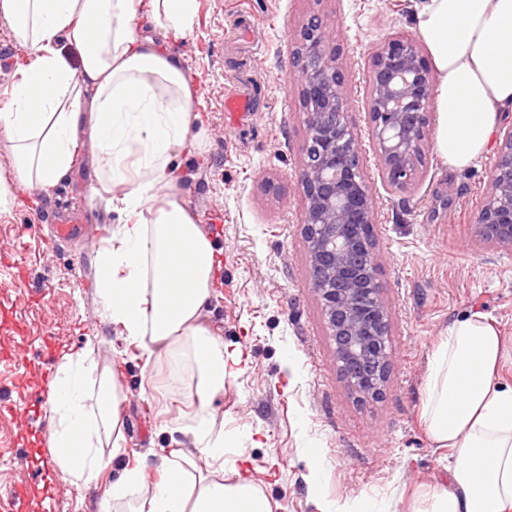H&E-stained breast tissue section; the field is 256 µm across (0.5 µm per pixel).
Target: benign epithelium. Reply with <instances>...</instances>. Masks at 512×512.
I'll list each match as a JSON object with an SVG mask.
<instances>
[{"label":"benign epithelium","mask_w":512,"mask_h":512,"mask_svg":"<svg viewBox=\"0 0 512 512\" xmlns=\"http://www.w3.org/2000/svg\"><path fill=\"white\" fill-rule=\"evenodd\" d=\"M330 30L312 15L301 30L297 80L306 115L302 238L311 288L335 345L338 369L358 400L384 391L394 362L390 321L377 280L374 199L362 169V141L347 122L349 103ZM369 137L382 177L412 188L427 147L436 82L420 45L397 36L377 48L368 74ZM482 243L512 250V128L499 141L486 200L472 220Z\"/></svg>","instance_id":"7a95c632"}]
</instances>
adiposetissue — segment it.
Wrapping results in <instances>:
<instances>
[{
    "label": "adipose tissue",
    "mask_w": 512,
    "mask_h": 512,
    "mask_svg": "<svg viewBox=\"0 0 512 512\" xmlns=\"http://www.w3.org/2000/svg\"><path fill=\"white\" fill-rule=\"evenodd\" d=\"M140 2L0 0V22L21 50L0 107L14 174L10 183L0 178V212L14 199V183L52 187L70 170L80 138L97 148L98 177L113 190L105 208L126 216L95 255L103 314L134 359L189 361L198 407L185 431L193 447L164 449L155 467L128 452L122 394L89 340L61 363L50 389L51 452L76 484L98 481L112 458L123 460L103 512L122 501L127 512H273L236 464L242 448L209 411L233 357L201 320L216 252L173 165L196 145L198 85L181 57L153 38L184 40L197 2L148 0L144 12ZM416 16L437 76L435 146L449 167L469 168L488 152L500 114L512 112V0H418ZM67 45L77 49L79 67L64 55ZM504 354L495 321L479 311L449 324L433 351L423 418L435 446L448 451V483L423 495L414 512H512V385L497 376ZM105 434L108 458L100 450Z\"/></svg>",
    "instance_id": "1"
}]
</instances>
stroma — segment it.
I'll return each instance as SVG.
<instances>
[{"label": "stroma", "mask_w": 512, "mask_h": 512, "mask_svg": "<svg viewBox=\"0 0 512 512\" xmlns=\"http://www.w3.org/2000/svg\"><path fill=\"white\" fill-rule=\"evenodd\" d=\"M195 29L176 45L200 85L198 151L181 156L180 188L195 221L212 233L220 261L216 294L202 320L237 363L210 410L225 435L242 437L249 468L274 512H411L417 493L448 482V452L435 448L421 417L428 359L455 319L478 310L506 343L501 377L512 384V251L472 236L497 162L489 150L465 170L449 168L428 146L413 188L383 181L367 142L366 78L377 46L396 34L417 37L415 0H197ZM332 32L349 100L347 120L365 138L364 172L376 202L377 278L388 307L396 359L380 399L361 402L340 376L321 308L311 290L301 235V169L307 128L295 80L298 38L310 15ZM245 95L241 121L224 112L225 92ZM101 161L80 145L75 161L46 191L17 189L0 213V319L22 335L0 340L22 362L0 359V493L49 485L26 512H101L120 467L97 483H72L57 465L30 466L32 447L48 448L52 415L46 392L64 358L98 344L124 394L125 446L141 453L172 447L169 423H187L195 406L191 378L168 362L145 368L125 356V342L105 319L94 255L124 223L98 196ZM72 210L81 233L53 235L58 208ZM43 228L26 234L25 225ZM43 287V298L14 288L17 273ZM54 343L46 352V343ZM30 409L19 429L16 409Z\"/></svg>", "instance_id": "obj_1"}]
</instances>
